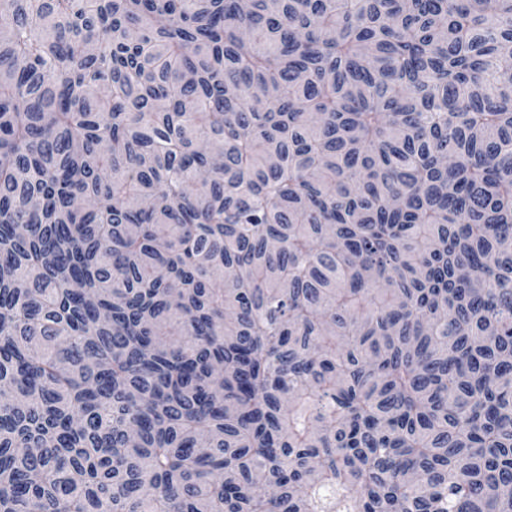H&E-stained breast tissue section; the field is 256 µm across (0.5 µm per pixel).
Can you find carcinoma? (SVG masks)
Masks as SVG:
<instances>
[{"instance_id": "cac0c4a2", "label": "carcinoma", "mask_w": 512, "mask_h": 512, "mask_svg": "<svg viewBox=\"0 0 512 512\" xmlns=\"http://www.w3.org/2000/svg\"><path fill=\"white\" fill-rule=\"evenodd\" d=\"M0 512H512V0H0Z\"/></svg>"}]
</instances>
